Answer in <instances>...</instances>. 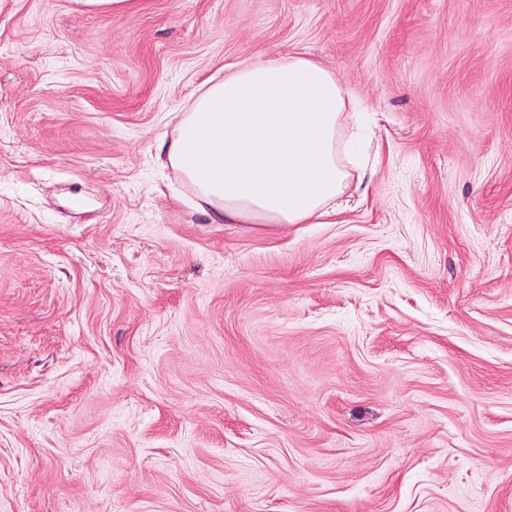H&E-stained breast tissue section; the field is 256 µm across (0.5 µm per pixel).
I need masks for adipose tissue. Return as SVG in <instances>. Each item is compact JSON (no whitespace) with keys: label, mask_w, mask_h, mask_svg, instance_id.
Wrapping results in <instances>:
<instances>
[{"label":"adipose tissue","mask_w":512,"mask_h":512,"mask_svg":"<svg viewBox=\"0 0 512 512\" xmlns=\"http://www.w3.org/2000/svg\"><path fill=\"white\" fill-rule=\"evenodd\" d=\"M350 101L320 61L284 54L210 84L162 140L168 164L214 224H314L349 187Z\"/></svg>","instance_id":"adipose-tissue-1"}]
</instances>
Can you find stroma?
Here are the masks:
<instances>
[{
  "instance_id": "stroma-1",
  "label": "stroma",
  "mask_w": 512,
  "mask_h": 512,
  "mask_svg": "<svg viewBox=\"0 0 512 512\" xmlns=\"http://www.w3.org/2000/svg\"><path fill=\"white\" fill-rule=\"evenodd\" d=\"M285 52L363 184L211 223L158 142ZM0 512H512V0H0ZM82 7V10L112 13L131 9L134 6V0H74Z\"/></svg>"
}]
</instances>
